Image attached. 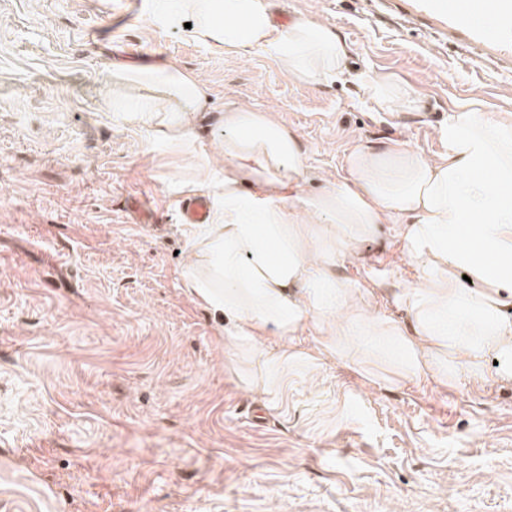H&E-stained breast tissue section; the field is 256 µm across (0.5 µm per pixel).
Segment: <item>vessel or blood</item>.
<instances>
[{
  "label": "vessel or blood",
  "mask_w": 512,
  "mask_h": 512,
  "mask_svg": "<svg viewBox=\"0 0 512 512\" xmlns=\"http://www.w3.org/2000/svg\"><path fill=\"white\" fill-rule=\"evenodd\" d=\"M404 16L462 45L468 57L512 71V0H407ZM210 211V200L193 197L182 204L179 221L204 224Z\"/></svg>",
  "instance_id": "b4317fda"
}]
</instances>
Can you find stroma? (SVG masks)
Returning a JSON list of instances; mask_svg holds the SVG:
<instances>
[{
  "label": "stroma",
  "mask_w": 512,
  "mask_h": 512,
  "mask_svg": "<svg viewBox=\"0 0 512 512\" xmlns=\"http://www.w3.org/2000/svg\"><path fill=\"white\" fill-rule=\"evenodd\" d=\"M110 0H0V512H512V382L409 379L369 337L352 363L300 357L251 387L181 287L176 189L191 162L146 153L125 122L137 90L113 65L176 61L204 86L205 145L226 107L296 130L303 193L347 177L350 148L404 141L427 156L456 106L512 114V84L398 12L358 0H275L276 16L334 27L352 75L302 83L265 52H214ZM412 100L380 111L368 82ZM391 224L341 276L379 308L417 285Z\"/></svg>",
  "instance_id": "1"
}]
</instances>
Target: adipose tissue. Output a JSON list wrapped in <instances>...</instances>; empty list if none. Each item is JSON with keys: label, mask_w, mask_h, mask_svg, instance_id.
I'll return each instance as SVG.
<instances>
[{"label": "adipose tissue", "mask_w": 512, "mask_h": 512, "mask_svg": "<svg viewBox=\"0 0 512 512\" xmlns=\"http://www.w3.org/2000/svg\"><path fill=\"white\" fill-rule=\"evenodd\" d=\"M158 20L215 52L263 50L304 83L344 75L350 53L324 22L281 28L270 0H174ZM112 83L150 91V105L128 117L146 129L149 148L198 161L179 191L214 206L209 224L185 241L182 288L218 317L226 349L262 345L257 392L275 364L302 356L296 337L335 363L347 361L350 337L366 332L413 377L451 372L479 381L491 355L499 379L512 381V317L504 312L512 296V117L458 106L439 131L446 149L435 158L404 143H358L346 157L347 178L305 195L300 138L273 114L227 108L212 153L197 131L207 97L195 75L170 60L116 67ZM392 220L403 261L423 281L397 296L412 318L409 336L337 273L353 243Z\"/></svg>", "instance_id": "obj_1"}]
</instances>
